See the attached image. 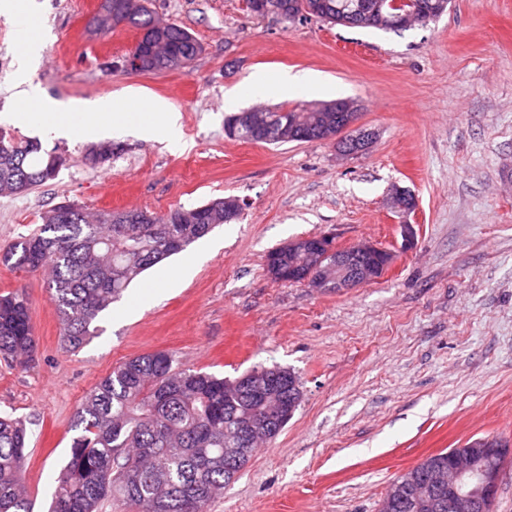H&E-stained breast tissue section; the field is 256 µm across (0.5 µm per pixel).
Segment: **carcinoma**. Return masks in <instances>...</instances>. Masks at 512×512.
<instances>
[{"instance_id": "carcinoma-1", "label": "carcinoma", "mask_w": 512, "mask_h": 512, "mask_svg": "<svg viewBox=\"0 0 512 512\" xmlns=\"http://www.w3.org/2000/svg\"><path fill=\"white\" fill-rule=\"evenodd\" d=\"M127 12L126 24L160 30V56L150 71L163 73L179 63L186 70L201 52L183 27L141 12L138 0H112ZM317 19L350 12L358 0H317ZM51 153L36 141L0 138V192L13 193L15 171L28 175L29 188L48 182L43 172ZM55 204L39 227L0 249V264L49 273L67 347L78 349L94 334L101 312L120 299L145 271L180 253L210 232L230 224L241 209L200 205L201 224H178L176 208L154 215L153 224H115L112 212L93 216L71 204L65 218ZM36 348L30 303L23 291L0 295V355L29 358ZM263 415L261 400L235 380L182 368L166 352L145 353L122 362L84 397L77 409L67 463L55 480L50 512H102L119 499L129 512H207L224 486L247 467L254 449L236 437L238 426ZM29 431L11 414L0 415V512H33L22 482ZM448 466V452L421 461L396 478L391 494L397 512H418L413 490L435 469Z\"/></svg>"}]
</instances>
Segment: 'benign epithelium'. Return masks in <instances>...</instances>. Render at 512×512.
<instances>
[{
    "mask_svg": "<svg viewBox=\"0 0 512 512\" xmlns=\"http://www.w3.org/2000/svg\"><path fill=\"white\" fill-rule=\"evenodd\" d=\"M382 0H363L356 10L340 21L368 25L383 23ZM333 123L325 126L300 125L293 119L280 129L269 125L264 113L249 109L238 121L250 127L262 141L272 144L283 140L323 141L343 145V156L360 153L373 142V133L359 124L358 105L338 100L329 105ZM393 255L371 243L347 248L335 247L326 236L303 237L289 241L267 260L271 277L279 282L303 283L319 291H344L378 280L391 266ZM243 387L256 393L267 404L265 420L247 425L245 442L269 438L283 427L291 412L283 411L273 390L272 376L265 371H250L241 379ZM512 457V444L488 437L448 453V469L430 474L414 497L430 512H493L495 495L504 462Z\"/></svg>",
    "mask_w": 512,
    "mask_h": 512,
    "instance_id": "7a95c632",
    "label": "benign epithelium"
}]
</instances>
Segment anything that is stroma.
I'll return each instance as SVG.
<instances>
[{"label": "stroma", "instance_id": "obj_1", "mask_svg": "<svg viewBox=\"0 0 512 512\" xmlns=\"http://www.w3.org/2000/svg\"><path fill=\"white\" fill-rule=\"evenodd\" d=\"M38 2L43 49L31 80L45 96L162 99L181 114L185 146L113 136L115 153L95 163L80 134L15 124L21 41L0 16V129L65 160L55 180L0 195V248L64 199L164 214L234 195L243 212L147 270L75 351L63 346L48 273L0 265V294L26 292L37 340L28 362L0 358V412L30 432L22 480L34 512L48 510L86 394L157 351L231 379L277 365L300 381L293 418L208 512H378L388 485L427 456L485 435L512 442V0H451L435 21L401 31L283 24L244 0H151L203 47L189 70L157 75L122 67L134 28L89 32L99 0ZM287 69L321 83L282 94ZM257 75L259 94L249 87ZM228 95L238 111L350 99L377 139L348 157L328 142L231 139ZM395 186L413 194L411 213L391 207ZM324 233L340 248L373 242L393 264L345 292L271 278V250ZM187 263L186 282L146 291Z\"/></svg>", "mask_w": 512, "mask_h": 512}]
</instances>
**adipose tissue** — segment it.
<instances>
[{
    "instance_id": "1",
    "label": "adipose tissue",
    "mask_w": 512,
    "mask_h": 512,
    "mask_svg": "<svg viewBox=\"0 0 512 512\" xmlns=\"http://www.w3.org/2000/svg\"><path fill=\"white\" fill-rule=\"evenodd\" d=\"M39 49L37 41H29L20 56L16 79V122L38 125L43 132L58 137L78 131L83 137L92 139L131 127L143 138L162 139L173 149L183 147L180 115L163 100H151V113L134 122L128 113L109 97L73 100L63 104L41 94L32 84L29 75V69L37 58Z\"/></svg>"
}]
</instances>
